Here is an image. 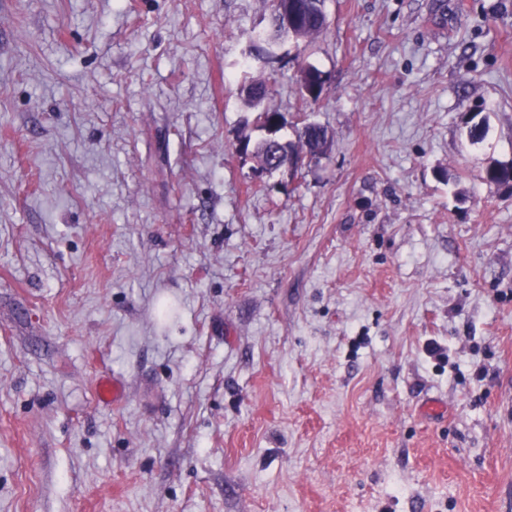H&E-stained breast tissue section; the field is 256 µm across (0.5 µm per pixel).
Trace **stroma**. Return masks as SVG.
<instances>
[{
    "instance_id": "obj_1",
    "label": "stroma",
    "mask_w": 512,
    "mask_h": 512,
    "mask_svg": "<svg viewBox=\"0 0 512 512\" xmlns=\"http://www.w3.org/2000/svg\"><path fill=\"white\" fill-rule=\"evenodd\" d=\"M270 11L0 0V512H512V0ZM269 27L266 34L269 40L280 45L285 40L293 41L296 47L299 42L310 41L321 33L328 25L327 14L324 9L325 0H292L291 4L297 6L300 20L292 29L286 30L281 24L277 25L279 6L274 3ZM278 13V15H276ZM323 72L314 65H307L301 70L300 74V89L303 96L310 97L313 101H317L322 92L325 84V79L322 77ZM297 142L293 144L291 142L283 143L281 149L285 155H288L290 159H294V162L300 158L309 156L320 157L327 151V134L326 130L320 125L312 122H304L301 127L295 130Z\"/></svg>"
}]
</instances>
